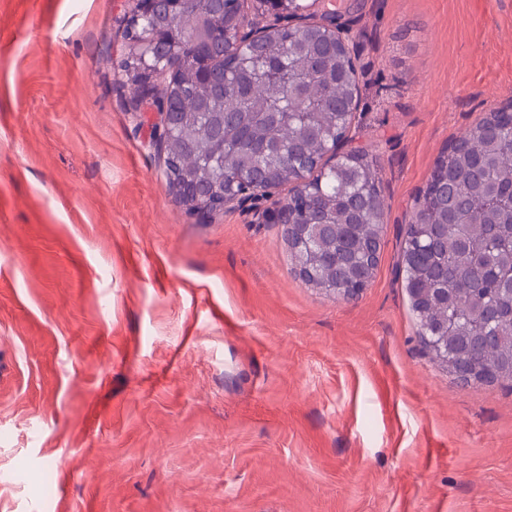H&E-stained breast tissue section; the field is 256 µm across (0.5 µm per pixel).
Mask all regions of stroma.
I'll return each mask as SVG.
<instances>
[{"mask_svg":"<svg viewBox=\"0 0 512 512\" xmlns=\"http://www.w3.org/2000/svg\"><path fill=\"white\" fill-rule=\"evenodd\" d=\"M355 3L387 209L342 300L170 192L136 0H0V512H512V388L433 360L398 271L439 153L512 101V0Z\"/></svg>","mask_w":512,"mask_h":512,"instance_id":"1","label":"stroma"}]
</instances>
